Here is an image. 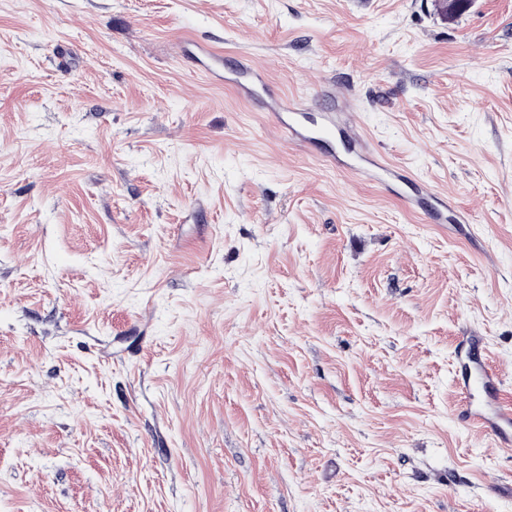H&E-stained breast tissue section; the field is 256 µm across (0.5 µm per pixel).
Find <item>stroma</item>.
I'll use <instances>...</instances> for the list:
<instances>
[{"label":"stroma","mask_w":512,"mask_h":512,"mask_svg":"<svg viewBox=\"0 0 512 512\" xmlns=\"http://www.w3.org/2000/svg\"><path fill=\"white\" fill-rule=\"evenodd\" d=\"M472 333L512 401V0H0V512H512ZM311 123L313 125L311 132L303 131L294 124L285 123L284 126L290 137L309 144H313L318 140V137L333 135L338 132L340 137L346 139L353 146L351 149L356 152L361 160L374 165L372 162L375 161L366 153V146L361 137L355 131L352 133L345 123L336 122L333 112H325L320 121H311Z\"/></svg>","instance_id":"35a3bbf8"}]
</instances>
